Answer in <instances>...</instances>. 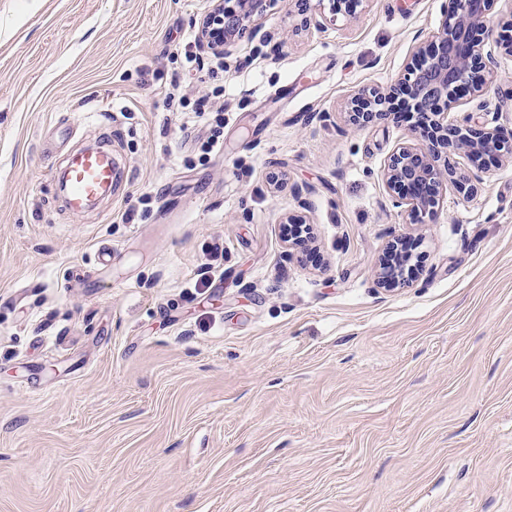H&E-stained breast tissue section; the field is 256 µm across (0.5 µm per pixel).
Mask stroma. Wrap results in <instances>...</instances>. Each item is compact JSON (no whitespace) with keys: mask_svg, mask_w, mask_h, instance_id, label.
Instances as JSON below:
<instances>
[{"mask_svg":"<svg viewBox=\"0 0 512 512\" xmlns=\"http://www.w3.org/2000/svg\"><path fill=\"white\" fill-rule=\"evenodd\" d=\"M441 3L317 33L272 0L274 40L220 67L209 0H0V512H512V163L415 224L381 179L407 123L345 110ZM496 59L494 111L449 122L512 134ZM103 141L128 176L74 216L54 170ZM396 238L415 268L387 291ZM400 242L399 239L389 242L379 259L378 270L376 271V284L379 288L393 290L404 286L408 281L405 279L404 271L397 268V262L400 258Z\"/></svg>","mask_w":512,"mask_h":512,"instance_id":"stroma-1","label":"stroma"}]
</instances>
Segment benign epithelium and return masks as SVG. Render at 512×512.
Masks as SVG:
<instances>
[{"mask_svg": "<svg viewBox=\"0 0 512 512\" xmlns=\"http://www.w3.org/2000/svg\"><path fill=\"white\" fill-rule=\"evenodd\" d=\"M202 18L198 44L203 54L219 58L234 55L246 36L263 44L272 35L259 23L263 0H211ZM308 5L306 26L321 32L337 16L353 17L366 0H299ZM487 0H444L436 29L413 48L418 63L408 67L387 88H362L348 102L350 124L365 129L389 120L392 101L402 100L409 112L421 113L411 128V140L399 144L383 168L382 181L389 200L420 224H430L443 207L448 191L469 195L487 173V158L499 155L512 160V137L495 127L474 128L468 123H448V107L478 101L488 109L483 96L494 75L495 61L487 50L493 30L486 20ZM496 44L512 56V13L502 23ZM463 152L468 164L458 169L449 155ZM287 239L297 246L312 234V227L293 221L286 227ZM400 240L388 243L379 259L376 284L393 290L407 282L397 268Z\"/></svg>", "mask_w": 512, "mask_h": 512, "instance_id": "benign-epithelium-1", "label": "benign epithelium"}]
</instances>
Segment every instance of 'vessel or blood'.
<instances>
[{
    "label": "vessel or blood",
    "mask_w": 512,
    "mask_h": 512,
    "mask_svg": "<svg viewBox=\"0 0 512 512\" xmlns=\"http://www.w3.org/2000/svg\"><path fill=\"white\" fill-rule=\"evenodd\" d=\"M67 206L81 214L111 195L120 173L108 145L88 148L69 159L63 170Z\"/></svg>",
    "instance_id": "obj_1"
}]
</instances>
